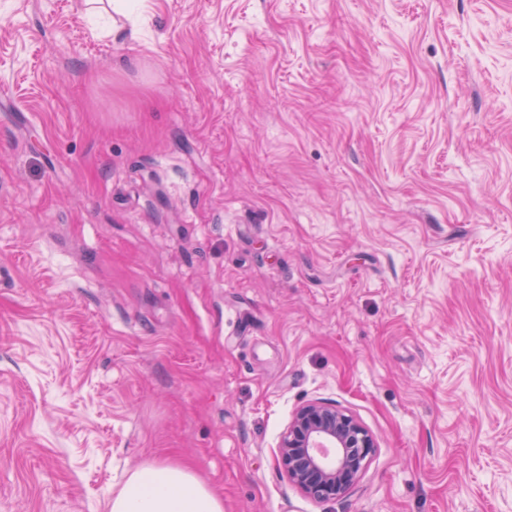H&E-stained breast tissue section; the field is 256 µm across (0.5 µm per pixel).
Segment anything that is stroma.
Instances as JSON below:
<instances>
[{"label":"stroma","mask_w":512,"mask_h":512,"mask_svg":"<svg viewBox=\"0 0 512 512\" xmlns=\"http://www.w3.org/2000/svg\"><path fill=\"white\" fill-rule=\"evenodd\" d=\"M2 86L0 512H512V0H0ZM376 448L354 416L335 405L311 402L294 413L281 433L278 465L308 498L335 500L360 480ZM109 512H224V497L190 466L153 459L127 474Z\"/></svg>","instance_id":"1"}]
</instances>
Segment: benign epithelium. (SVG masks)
I'll list each match as a JSON object with an SVG mask.
<instances>
[{
  "label": "benign epithelium",
  "mask_w": 512,
  "mask_h": 512,
  "mask_svg": "<svg viewBox=\"0 0 512 512\" xmlns=\"http://www.w3.org/2000/svg\"><path fill=\"white\" fill-rule=\"evenodd\" d=\"M376 442L352 415L324 402L300 407L281 433L278 465L308 498L334 500L361 478Z\"/></svg>",
  "instance_id": "benign-epithelium-1"
}]
</instances>
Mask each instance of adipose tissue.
I'll return each mask as SVG.
<instances>
[{
	"instance_id": "adipose-tissue-1",
	"label": "adipose tissue",
	"mask_w": 512,
	"mask_h": 512,
	"mask_svg": "<svg viewBox=\"0 0 512 512\" xmlns=\"http://www.w3.org/2000/svg\"><path fill=\"white\" fill-rule=\"evenodd\" d=\"M109 512H224V499L190 466L153 459L127 474Z\"/></svg>"
}]
</instances>
